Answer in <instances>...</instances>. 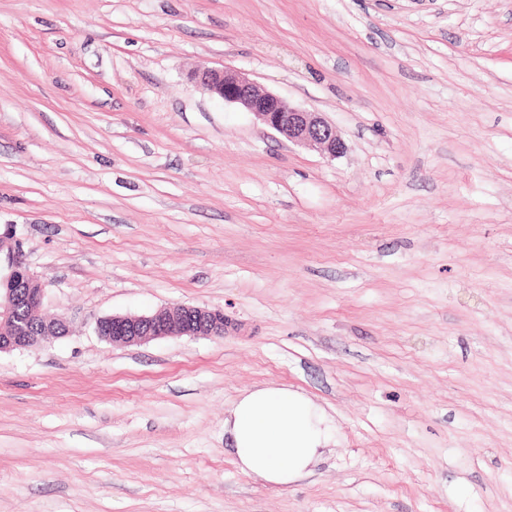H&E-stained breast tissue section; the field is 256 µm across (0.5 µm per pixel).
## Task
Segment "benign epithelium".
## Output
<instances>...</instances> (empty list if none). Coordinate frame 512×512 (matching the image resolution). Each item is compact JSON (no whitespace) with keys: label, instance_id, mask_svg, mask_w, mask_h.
Returning a JSON list of instances; mask_svg holds the SVG:
<instances>
[{"label":"benign epithelium","instance_id":"benign-epithelium-1","mask_svg":"<svg viewBox=\"0 0 512 512\" xmlns=\"http://www.w3.org/2000/svg\"><path fill=\"white\" fill-rule=\"evenodd\" d=\"M191 79L208 93L241 105L263 125L295 145L317 147L331 158L346 151L338 130L321 113L299 109L273 93L260 90L238 70L204 66L193 71ZM44 290V283L30 273L13 229L0 231V353L32 349L50 338L58 339L70 333L64 317L42 319L38 334L29 330L21 310L27 308L42 315ZM227 325L222 310L174 304L149 315L103 317L97 321L96 330L113 346L127 347L171 336L222 337Z\"/></svg>","mask_w":512,"mask_h":512}]
</instances>
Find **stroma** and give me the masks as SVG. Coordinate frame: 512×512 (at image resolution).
Here are the masks:
<instances>
[{"mask_svg": "<svg viewBox=\"0 0 512 512\" xmlns=\"http://www.w3.org/2000/svg\"><path fill=\"white\" fill-rule=\"evenodd\" d=\"M9 224L71 332L0 354V512H512V0H0ZM176 303L227 333L96 332ZM264 385L336 425L285 488L224 434ZM190 76L208 93L225 102L241 105L263 125L287 138L288 142L317 147L331 158L346 151L338 130L321 113L299 109L273 93L260 90L238 70L204 66Z\"/></svg>", "mask_w": 512, "mask_h": 512, "instance_id": "1", "label": "stroma"}]
</instances>
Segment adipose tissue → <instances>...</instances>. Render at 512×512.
Segmentation results:
<instances>
[{"label": "adipose tissue", "mask_w": 512, "mask_h": 512, "mask_svg": "<svg viewBox=\"0 0 512 512\" xmlns=\"http://www.w3.org/2000/svg\"><path fill=\"white\" fill-rule=\"evenodd\" d=\"M238 468L285 487L306 474L330 444L332 418L306 395L279 386L239 397L224 420Z\"/></svg>", "instance_id": "adipose-tissue-1"}]
</instances>
